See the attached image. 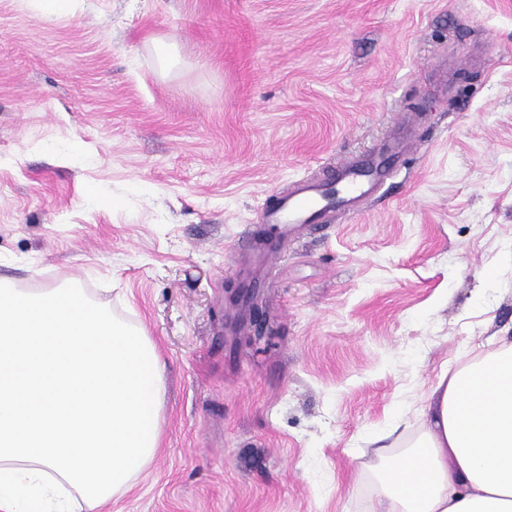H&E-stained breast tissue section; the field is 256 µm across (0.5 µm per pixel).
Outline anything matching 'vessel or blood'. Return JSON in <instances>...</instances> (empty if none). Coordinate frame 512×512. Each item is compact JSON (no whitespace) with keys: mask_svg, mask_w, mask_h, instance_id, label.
Here are the masks:
<instances>
[{"mask_svg":"<svg viewBox=\"0 0 512 512\" xmlns=\"http://www.w3.org/2000/svg\"><path fill=\"white\" fill-rule=\"evenodd\" d=\"M385 171L383 163L346 160L332 183L303 181L279 194L276 203L263 208L259 222L248 238L258 250H265L270 236L289 240L307 225L320 223L334 207L353 209L370 200Z\"/></svg>","mask_w":512,"mask_h":512,"instance_id":"obj_1","label":"vessel or blood"}]
</instances>
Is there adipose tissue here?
I'll list each match as a JSON object with an SVG mask.
<instances>
[{
  "label": "adipose tissue",
  "instance_id": "ef3b65f1",
  "mask_svg": "<svg viewBox=\"0 0 512 512\" xmlns=\"http://www.w3.org/2000/svg\"><path fill=\"white\" fill-rule=\"evenodd\" d=\"M369 512H512V339L442 376Z\"/></svg>",
  "mask_w": 512,
  "mask_h": 512
}]
</instances>
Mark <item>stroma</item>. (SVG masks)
I'll use <instances>...</instances> for the list:
<instances>
[{
  "label": "stroma",
  "mask_w": 512,
  "mask_h": 512,
  "mask_svg": "<svg viewBox=\"0 0 512 512\" xmlns=\"http://www.w3.org/2000/svg\"><path fill=\"white\" fill-rule=\"evenodd\" d=\"M402 145L254 266L279 192ZM0 278L159 350L161 446L103 512H369L442 371L512 337V0H0Z\"/></svg>",
  "instance_id": "1"
}]
</instances>
